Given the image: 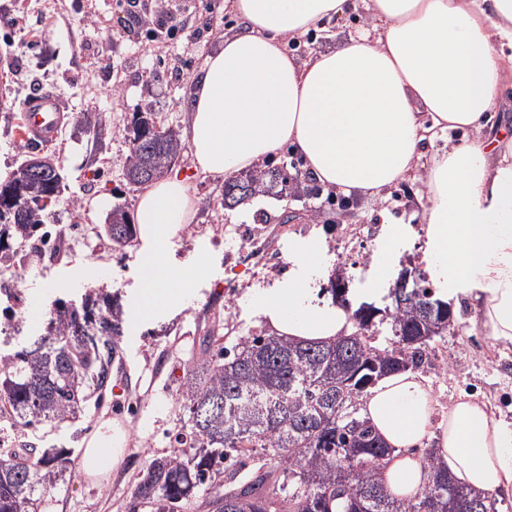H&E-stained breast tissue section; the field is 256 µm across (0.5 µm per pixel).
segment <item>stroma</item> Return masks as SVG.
Segmentation results:
<instances>
[{"label": "stroma", "instance_id": "stroma-1", "mask_svg": "<svg viewBox=\"0 0 512 512\" xmlns=\"http://www.w3.org/2000/svg\"><path fill=\"white\" fill-rule=\"evenodd\" d=\"M153 7L152 0H0V179L28 155L51 156L64 182L45 211V229L70 228L78 238L71 247L0 264V353L20 350L42 333V323L26 317L34 301L47 317L57 302L78 303L100 288L115 295L124 312L101 400L86 401L60 424L21 429L0 420V441L11 447L70 451L64 479L43 491L39 512H124L149 460L176 451V435L191 431L181 386L204 349L206 331L216 329L228 346L264 333L249 296L293 276L292 255L303 243L321 247L319 269L309 279L317 291L342 273L357 293L378 302L401 261L433 269L420 224L421 195L426 168L447 150L445 140L427 144L418 169L382 200L324 191L257 196L232 209L222 205L223 181L196 172L185 148L174 169L187 178L197 212L172 239L169 260L185 269L204 255L211 269L193 279L195 296L186 307L135 321L130 310L141 286L139 248H115L104 231L112 207L135 211L140 193L125 179L132 116L152 112L163 127L184 130L205 57L236 24L224 0H166L165 27L136 24ZM362 26L348 14L329 23L330 37L311 32L286 40L285 47L301 60ZM39 88L60 96L67 115L52 144L30 147L20 137L21 106ZM397 224L407 233L393 246ZM451 303L455 325L432 345L434 368L421 371L434 390L436 411L445 413L467 396L512 428V343L487 336L473 294L457 293ZM105 421L125 431L124 458L109 474L90 477L81 466L83 450Z\"/></svg>", "mask_w": 512, "mask_h": 512}]
</instances>
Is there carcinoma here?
I'll list each match as a JSON object with an SVG mask.
<instances>
[{
    "mask_svg": "<svg viewBox=\"0 0 512 512\" xmlns=\"http://www.w3.org/2000/svg\"><path fill=\"white\" fill-rule=\"evenodd\" d=\"M138 124L136 114L126 173L137 178L148 168L157 180L181 153L179 132L166 129L162 143L146 153L137 144L144 138ZM246 185L251 196L318 194L274 168L224 182V207L243 203ZM45 210L0 222L1 259L12 244L35 237ZM112 223L126 227L112 243L129 244L134 224L124 207L112 208ZM87 296L100 302V337L119 335L120 306L100 291ZM454 319L449 303L434 297L425 280L421 294L390 301L385 320L363 317L350 335L332 341L255 335L227 348L221 338L205 337L209 349L188 370L181 391L192 424L191 452L151 459L133 500L175 512L211 488L202 501L209 512H497L495 494L459 485L434 448L422 452L429 479L416 494L389 492L383 472L392 449L361 413L372 384L347 389L356 373L377 381L432 365L431 343ZM54 320V333L0 356V417L16 425L66 420L107 378L110 359L76 335L74 314L59 312ZM64 463L56 452L0 448V512H37L35 494L63 477Z\"/></svg>",
    "mask_w": 512,
    "mask_h": 512,
    "instance_id": "obj_1",
    "label": "carcinoma"
}]
</instances>
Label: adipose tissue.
<instances>
[{
  "instance_id": "1",
  "label": "adipose tissue",
  "mask_w": 512,
  "mask_h": 512,
  "mask_svg": "<svg viewBox=\"0 0 512 512\" xmlns=\"http://www.w3.org/2000/svg\"><path fill=\"white\" fill-rule=\"evenodd\" d=\"M225 3L241 28L206 55L191 94L185 138L195 169L224 179L287 148L326 189L378 197L414 171L423 145L439 132L467 131L433 160L421 222L441 296L476 287L485 330L512 343V137L495 123L512 84V0ZM357 8L375 37H348L304 62L284 49L286 38ZM193 210L189 187L176 176L138 197L139 320L191 300L167 251ZM318 256V246L302 244L293 255L300 275L251 296L254 315L273 335L328 341L351 333L349 312L317 300L307 286ZM435 403L432 387L410 371L368 390L363 413L394 450L386 486L401 496L419 491L427 471L417 450L431 441L458 483L512 493V428L464 397L439 419ZM123 444L120 427L104 423L84 450L85 473L117 466Z\"/></svg>"
}]
</instances>
